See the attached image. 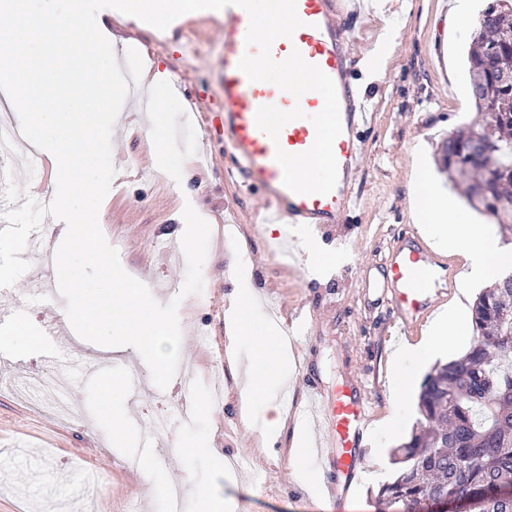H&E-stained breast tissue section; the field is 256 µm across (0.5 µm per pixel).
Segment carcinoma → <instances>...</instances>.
<instances>
[{
	"instance_id": "obj_1",
	"label": "carcinoma",
	"mask_w": 512,
	"mask_h": 512,
	"mask_svg": "<svg viewBox=\"0 0 512 512\" xmlns=\"http://www.w3.org/2000/svg\"><path fill=\"white\" fill-rule=\"evenodd\" d=\"M481 17L467 51L477 118L443 143L439 164L512 246V10L490 0ZM479 128L489 158L471 152ZM472 325L466 353L424 379L417 427L397 450L396 477L377 492L378 512H424L439 498L465 502L466 512H512L494 492L512 488V271L478 294Z\"/></svg>"
}]
</instances>
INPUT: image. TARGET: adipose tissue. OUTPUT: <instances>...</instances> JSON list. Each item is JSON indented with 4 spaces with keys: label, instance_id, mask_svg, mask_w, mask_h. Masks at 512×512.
Here are the masks:
<instances>
[{
    "label": "adipose tissue",
    "instance_id": "adipose-tissue-1",
    "mask_svg": "<svg viewBox=\"0 0 512 512\" xmlns=\"http://www.w3.org/2000/svg\"><path fill=\"white\" fill-rule=\"evenodd\" d=\"M418 180L419 191L410 202L413 223L421 225L439 245L461 254L474 278L491 279L499 270L512 267V249L501 246L489 227L461 223L456 207L440 194L427 170H420ZM457 319V311H448L437 320L430 336L397 353L392 382L396 394H405L414 383L417 369L456 338ZM226 340L231 357L241 343H249L252 362L240 385L241 401L262 407L266 434L279 435L281 412L272 388L286 380L279 363L287 359L289 344L269 321L258 315L252 289H237L226 323Z\"/></svg>",
    "mask_w": 512,
    "mask_h": 512
}]
</instances>
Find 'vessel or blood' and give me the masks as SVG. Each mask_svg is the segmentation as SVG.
Returning a JSON list of instances; mask_svg holds the SVG:
<instances>
[{
  "instance_id": "1",
  "label": "vessel or blood",
  "mask_w": 512,
  "mask_h": 512,
  "mask_svg": "<svg viewBox=\"0 0 512 512\" xmlns=\"http://www.w3.org/2000/svg\"><path fill=\"white\" fill-rule=\"evenodd\" d=\"M347 2L296 0L302 27L292 37L277 39L271 48L273 58L279 61L292 51H299L336 85L342 132L333 145L338 181L331 193L298 195L283 184V169L275 153L282 149L298 154L313 145L316 132L311 118L322 110L324 99L315 91L297 98L274 84L248 80L238 63L243 55H257L258 49L245 42L249 16L240 7L230 6L223 11L224 24L219 35L224 51L222 105L213 107L204 98L196 101L201 111L213 114L224 137V156L229 161L225 173H238L237 192L256 199L262 223L275 226L281 238L291 227L302 224L326 230L346 223L356 207L353 185L366 150L362 132L372 124L375 112L371 96L359 92L351 79L349 47L354 31L347 23ZM265 105L283 111L298 107L304 116L287 123L274 141L255 122L258 108ZM456 275L454 264L434 254L420 242L414 230H407L389 243L382 286L387 292L390 324L399 335L413 334L432 301L442 299L443 283H455ZM306 386L314 411L333 423L331 430L319 437L316 447L323 462L329 465L325 494L329 500L340 502L362 469L368 398L353 383L331 391L311 380Z\"/></svg>"
}]
</instances>
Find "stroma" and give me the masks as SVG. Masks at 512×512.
Returning <instances> with one entry per match:
<instances>
[{"label":"stroma","mask_w":512,"mask_h":512,"mask_svg":"<svg viewBox=\"0 0 512 512\" xmlns=\"http://www.w3.org/2000/svg\"><path fill=\"white\" fill-rule=\"evenodd\" d=\"M455 0H387L384 10L359 30L350 48L360 61L371 41L384 29L399 37L377 76L354 68L361 90L376 96L375 126L364 132L367 151L359 163L355 192L358 206L348 223L334 234L314 233L320 247L334 260L319 276L309 273L303 260L289 262L270 232L254 226L255 203L238 195L233 180L224 176V141L208 136L204 116L193 104L200 94L218 96L222 47L211 33L221 17H208L190 35L172 29L156 39L141 28H130L138 39L125 50L124 60L137 61L142 83H150L156 69L167 70L174 96L163 100V126L149 131L137 110L123 112L112 132L116 173L99 213L106 240L116 247L123 269L141 276L160 303L178 301L181 331L179 379L193 383V393L206 400L208 410L190 419H176L159 436L157 450L169 484L179 486L184 501L196 488L236 500L238 512H376L371 495L391 482L398 466L393 453L410 435L416 420L417 396L393 395L391 363L404 337L386 326V305L377 292L361 285L357 263L371 276L385 256L394 233L409 221L408 198L415 162L435 164L445 138L468 120L473 110L464 62L470 29L442 41L443 20ZM165 152H158L156 137ZM12 199L31 192H50L55 180L51 160L12 158ZM190 168L192 178L180 183L178 174ZM204 214L211 228L203 265L201 293L180 297L186 271L180 239L185 229V205ZM49 274L32 264L17 283L0 291L5 301L25 309L24 320L39 335L47 333V315L62 310L59 292L45 293ZM265 284L271 296L259 312L286 329L294 314L307 317L303 338L291 340L288 383L281 401L283 428L274 453L261 449L263 416L260 409H243L241 377L225 355L224 315L239 283ZM208 344H199V337ZM45 343L15 350L27 368L0 370V512H165L161 500L151 499L136 470L126 459L140 446L153 416L180 404L176 384L158 389L144 359L112 357V375L130 378L135 395L111 406L102 400L98 380L86 378L69 363L67 345L58 349L57 373L71 391L74 421L30 409L26 390L43 368ZM334 388L358 381L370 399L372 439L365 450L361 481L343 505L316 500L297 479L296 469L321 472L314 454L294 464L290 445L296 430L305 428V378ZM121 443H113V433ZM215 449L226 459H245L235 481L224 477L222 464L210 457L188 458L178 453L181 441ZM99 473L85 484V471Z\"/></svg>","instance_id":"stroma-1"}]
</instances>
